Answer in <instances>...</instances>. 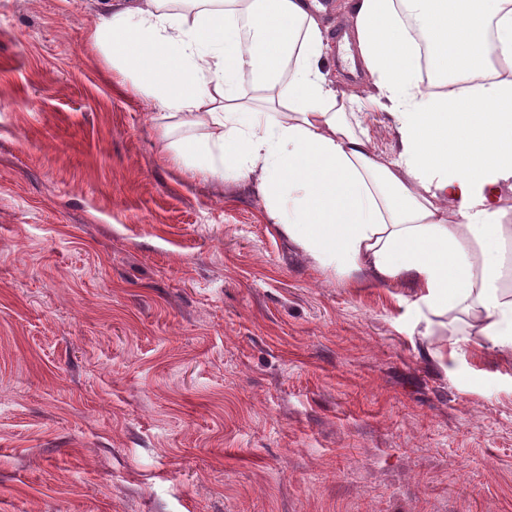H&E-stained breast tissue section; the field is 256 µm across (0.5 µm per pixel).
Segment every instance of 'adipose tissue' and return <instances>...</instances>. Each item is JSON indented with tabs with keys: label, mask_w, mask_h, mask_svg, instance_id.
<instances>
[{
	"label": "adipose tissue",
	"mask_w": 512,
	"mask_h": 512,
	"mask_svg": "<svg viewBox=\"0 0 512 512\" xmlns=\"http://www.w3.org/2000/svg\"><path fill=\"white\" fill-rule=\"evenodd\" d=\"M320 0H107L88 33L112 81L195 129L193 172L256 183L322 269L415 290L512 357V0H348L373 93L334 87ZM435 76L422 80L421 58ZM390 113L378 153L354 110Z\"/></svg>",
	"instance_id": "adipose-tissue-1"
}]
</instances>
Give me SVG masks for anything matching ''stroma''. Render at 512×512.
<instances>
[{"mask_svg":"<svg viewBox=\"0 0 512 512\" xmlns=\"http://www.w3.org/2000/svg\"><path fill=\"white\" fill-rule=\"evenodd\" d=\"M103 0H0V512H512V359L160 162Z\"/></svg>","mask_w":512,"mask_h":512,"instance_id":"1","label":"stroma"}]
</instances>
